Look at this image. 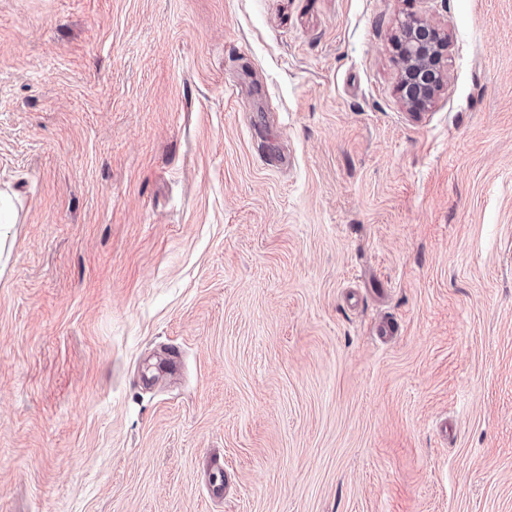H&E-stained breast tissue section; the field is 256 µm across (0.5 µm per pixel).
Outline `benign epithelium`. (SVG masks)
<instances>
[{
  "instance_id": "benign-epithelium-1",
  "label": "benign epithelium",
  "mask_w": 512,
  "mask_h": 512,
  "mask_svg": "<svg viewBox=\"0 0 512 512\" xmlns=\"http://www.w3.org/2000/svg\"><path fill=\"white\" fill-rule=\"evenodd\" d=\"M448 46V35L428 22L409 17L401 24L394 49L400 66L398 89L409 110H422L434 99L444 78Z\"/></svg>"
}]
</instances>
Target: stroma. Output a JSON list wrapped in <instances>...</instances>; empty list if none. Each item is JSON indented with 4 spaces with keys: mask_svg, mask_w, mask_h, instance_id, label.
Masks as SVG:
<instances>
[{
    "mask_svg": "<svg viewBox=\"0 0 512 512\" xmlns=\"http://www.w3.org/2000/svg\"><path fill=\"white\" fill-rule=\"evenodd\" d=\"M0 188V512H512V0H0ZM448 46V34L428 22L409 17L401 24L394 49L400 66L398 89L409 110H422L434 99L444 78Z\"/></svg>",
    "mask_w": 512,
    "mask_h": 512,
    "instance_id": "1",
    "label": "stroma"
}]
</instances>
